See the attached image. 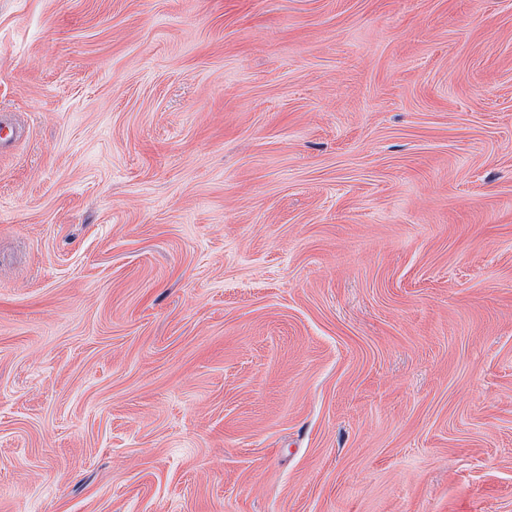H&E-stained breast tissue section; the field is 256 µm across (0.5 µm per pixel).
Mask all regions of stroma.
Here are the masks:
<instances>
[{"mask_svg":"<svg viewBox=\"0 0 512 512\" xmlns=\"http://www.w3.org/2000/svg\"><path fill=\"white\" fill-rule=\"evenodd\" d=\"M0 512H512V0H0Z\"/></svg>","mask_w":512,"mask_h":512,"instance_id":"stroma-1","label":"stroma"}]
</instances>
